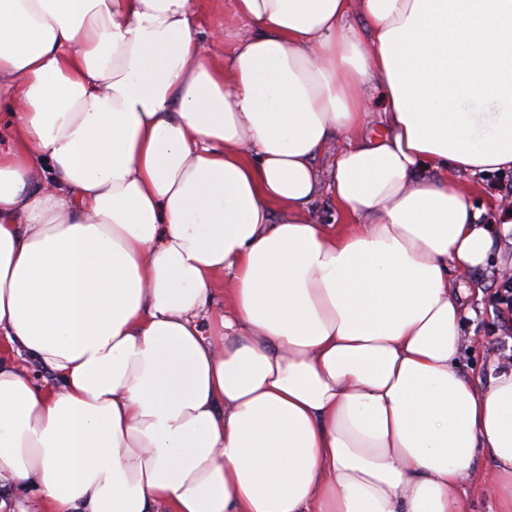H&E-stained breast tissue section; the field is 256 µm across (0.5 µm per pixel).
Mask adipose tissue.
I'll return each instance as SVG.
<instances>
[{
	"instance_id": "ef3b65f1",
	"label": "adipose tissue",
	"mask_w": 512,
	"mask_h": 512,
	"mask_svg": "<svg viewBox=\"0 0 512 512\" xmlns=\"http://www.w3.org/2000/svg\"><path fill=\"white\" fill-rule=\"evenodd\" d=\"M201 3L0 0V481L37 512H470L484 463L512 512V370H460L448 286L512 233L448 179L512 170V0H233L227 57ZM315 216L324 224H342L343 220L336 209V203L327 193H322L313 203Z\"/></svg>"
}]
</instances>
